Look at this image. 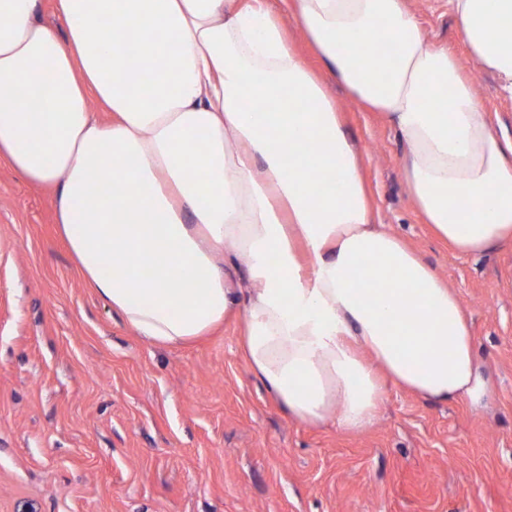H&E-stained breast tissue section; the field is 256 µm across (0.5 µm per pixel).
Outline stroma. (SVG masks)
<instances>
[{
    "instance_id": "35a3bbf8",
    "label": "stroma",
    "mask_w": 512,
    "mask_h": 512,
    "mask_svg": "<svg viewBox=\"0 0 512 512\" xmlns=\"http://www.w3.org/2000/svg\"><path fill=\"white\" fill-rule=\"evenodd\" d=\"M474 76L512 136V97L447 0H407ZM375 221L457 295L495 391L480 409L389 387L358 434L290 418L227 323L177 347L137 336L58 238L51 191L0 160V512H512V241L464 255L437 240L402 171L404 144L333 77Z\"/></svg>"
}]
</instances>
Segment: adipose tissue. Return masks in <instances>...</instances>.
<instances>
[{
	"mask_svg": "<svg viewBox=\"0 0 512 512\" xmlns=\"http://www.w3.org/2000/svg\"><path fill=\"white\" fill-rule=\"evenodd\" d=\"M285 3L400 134L435 234L462 253L512 240V138L405 0ZM40 4L0 0V159L53 190L80 273L138 336L179 345L238 322L289 415L345 432L373 424L391 384L482 406L492 386L458 298L373 223L336 103L267 0H57L61 36ZM448 5L512 95V0Z\"/></svg>",
	"mask_w": 512,
	"mask_h": 512,
	"instance_id": "ef3b65f1",
	"label": "adipose tissue"
}]
</instances>
